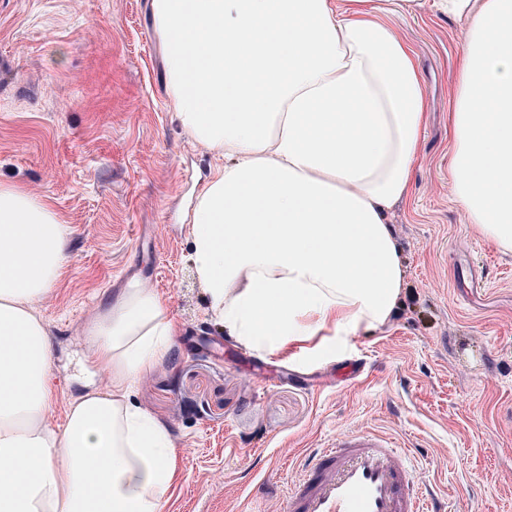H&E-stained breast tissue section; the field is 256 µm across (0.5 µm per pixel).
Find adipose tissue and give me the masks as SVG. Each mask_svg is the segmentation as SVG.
I'll use <instances>...</instances> for the list:
<instances>
[{"mask_svg": "<svg viewBox=\"0 0 512 512\" xmlns=\"http://www.w3.org/2000/svg\"><path fill=\"white\" fill-rule=\"evenodd\" d=\"M467 19L448 134L453 195L512 250V0H432ZM171 106L216 158L189 213L213 317L257 351L387 322L403 279L387 215L410 193L428 119L413 49L369 0H151ZM71 228L0 182V512H165V424L128 394L179 323L133 286L85 330L106 385L46 417L53 347L36 305Z\"/></svg>", "mask_w": 512, "mask_h": 512, "instance_id": "1", "label": "adipose tissue"}]
</instances>
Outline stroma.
<instances>
[{"instance_id":"stroma-1","label":"stroma","mask_w":512,"mask_h":512,"mask_svg":"<svg viewBox=\"0 0 512 512\" xmlns=\"http://www.w3.org/2000/svg\"><path fill=\"white\" fill-rule=\"evenodd\" d=\"M418 57L429 118L411 194L389 215L403 288L382 325L258 352L213 322L194 274L190 202L216 160L175 120L151 0H0V181L47 198L72 229L38 304L54 400L84 372V330L131 279L179 322L130 399L172 434L166 512H288L306 454L355 430L411 448L445 512H512V252L455 202L448 169L465 21L389 0Z\"/></svg>"}]
</instances>
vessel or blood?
<instances>
[{
    "label": "vessel or blood",
    "instance_id": "vessel-or-blood-1",
    "mask_svg": "<svg viewBox=\"0 0 512 512\" xmlns=\"http://www.w3.org/2000/svg\"><path fill=\"white\" fill-rule=\"evenodd\" d=\"M303 466L288 512H439L414 479L411 449L385 434L350 433Z\"/></svg>",
    "mask_w": 512,
    "mask_h": 512
}]
</instances>
